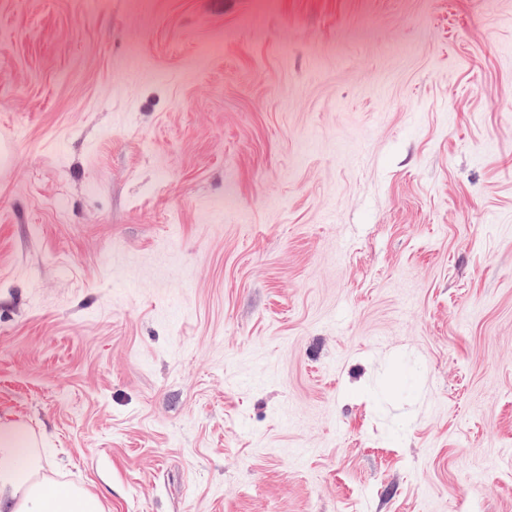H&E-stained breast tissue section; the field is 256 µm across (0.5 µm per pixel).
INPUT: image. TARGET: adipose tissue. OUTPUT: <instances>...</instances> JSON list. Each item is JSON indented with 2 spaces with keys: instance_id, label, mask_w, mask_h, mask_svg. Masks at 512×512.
<instances>
[{
  "instance_id": "adipose-tissue-1",
  "label": "adipose tissue",
  "mask_w": 512,
  "mask_h": 512,
  "mask_svg": "<svg viewBox=\"0 0 512 512\" xmlns=\"http://www.w3.org/2000/svg\"><path fill=\"white\" fill-rule=\"evenodd\" d=\"M41 468L26 427L0 416V512H100L93 496L71 489L46 495L30 480Z\"/></svg>"
}]
</instances>
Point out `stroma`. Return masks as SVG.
Masks as SVG:
<instances>
[{
	"instance_id": "stroma-1",
	"label": "stroma",
	"mask_w": 512,
	"mask_h": 512,
	"mask_svg": "<svg viewBox=\"0 0 512 512\" xmlns=\"http://www.w3.org/2000/svg\"><path fill=\"white\" fill-rule=\"evenodd\" d=\"M0 415L102 512H512V0H0Z\"/></svg>"
}]
</instances>
